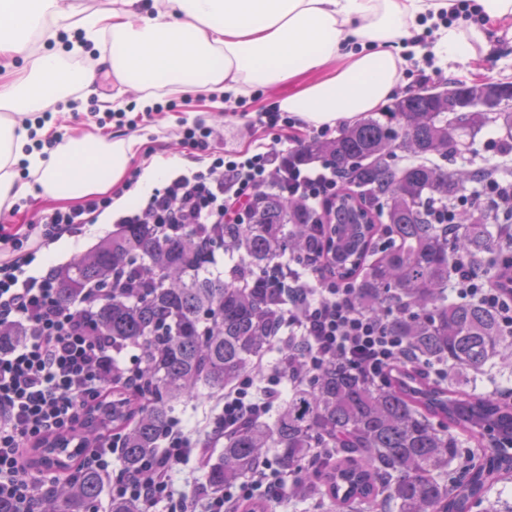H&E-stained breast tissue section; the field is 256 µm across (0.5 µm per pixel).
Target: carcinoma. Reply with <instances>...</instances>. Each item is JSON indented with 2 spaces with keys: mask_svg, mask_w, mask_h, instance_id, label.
I'll use <instances>...</instances> for the list:
<instances>
[{
  "mask_svg": "<svg viewBox=\"0 0 512 512\" xmlns=\"http://www.w3.org/2000/svg\"><path fill=\"white\" fill-rule=\"evenodd\" d=\"M502 92L512 100V82L423 86L331 141L299 142L295 157L326 156L345 175L346 190L331 204L327 224L300 202L267 191L247 224L166 235L155 224H124L56 268L62 307L91 284L121 278L135 288L129 298L102 300L94 318L115 345L138 350L136 405L130 413L102 405L82 438L91 443L116 421L122 462L138 466L157 447L178 402L200 386L223 389L276 346L272 326L282 319L288 291L236 283L261 280V272L290 255H313L322 273L357 279L360 310L409 307L391 319L393 334L418 360L447 365L448 375L427 378L402 368L374 382L330 361L311 383L293 386L273 422H253L224 438L222 460L208 468L204 484L220 489L272 451L293 476L288 497L325 512H498L485 493L512 473V454L499 446L512 437V404L477 388L488 363L512 359V342L493 310L448 299V273L464 256L489 270L512 214L470 213L451 241L429 203L469 192L475 170H449L436 159L462 147L473 151L486 126L512 152V106L501 107ZM220 250L228 257L225 275L210 270ZM475 418L489 422L497 437L469 433ZM101 491L100 474L80 470L42 499L39 512H88Z\"/></svg>",
  "mask_w": 512,
  "mask_h": 512,
  "instance_id": "1",
  "label": "carcinoma"
}]
</instances>
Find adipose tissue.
Masks as SVG:
<instances>
[{
	"mask_svg": "<svg viewBox=\"0 0 512 512\" xmlns=\"http://www.w3.org/2000/svg\"><path fill=\"white\" fill-rule=\"evenodd\" d=\"M476 20L458 25L456 13ZM512 38V0H111L91 11L75 0H0V57L23 59L20 76L0 83V207L31 196L78 201L112 189L139 152L136 138L68 140L43 156L22 116L63 88L90 90L96 72L65 69L69 56L100 50L121 87L146 102L187 94L249 96L288 87L280 110L336 124L384 106L412 41L434 28L432 52L474 60Z\"/></svg>",
	"mask_w": 512,
	"mask_h": 512,
	"instance_id": "adipose-tissue-1",
	"label": "adipose tissue"
}]
</instances>
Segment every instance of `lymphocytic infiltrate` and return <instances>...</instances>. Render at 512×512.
Instances as JSON below:
<instances>
[{"label": "lymphocytic infiltrate", "mask_w": 512, "mask_h": 512, "mask_svg": "<svg viewBox=\"0 0 512 512\" xmlns=\"http://www.w3.org/2000/svg\"><path fill=\"white\" fill-rule=\"evenodd\" d=\"M249 126L260 128L265 141L254 150L220 153L215 131L198 121L181 132V144L202 168L166 181L149 195L143 208L122 216L125 224H244L260 189L272 182L285 184L288 195L299 198L317 214L344 186V175L322 158L303 163L284 149L293 140L298 119L275 108L249 116ZM492 204L512 212V177H490L480 190L438 207V223L456 234V213ZM112 212V199L101 196L68 210L48 213L25 230L0 225V324L20 328L21 341L0 350V499L14 503L17 512H35L37 500L53 495L61 483L55 473L33 470L29 452L51 436L73 433L88 410L106 401L115 385L117 353L111 337L100 333L91 314L105 296L102 288L86 289L78 302L61 307L51 273L28 274L38 253L63 235L73 234ZM299 257L271 266L265 277L288 291L289 344L303 353L294 373L305 382L332 359L377 380L414 359L406 343L390 330V313L372 315L355 305L354 279L323 276L316 269L299 274ZM452 298L479 297L496 312L501 331L512 335V228L498 244V263L485 275L469 261L452 269ZM280 367H273L264 382L250 373L226 385L209 415L194 426L172 419L162 443L134 470H113L118 440L103 437L77 460L108 482L109 497L139 501L147 512H250L251 506L288 497V472L266 464L248 479L206 489L201 478L211 461L212 448L248 422L265 417L283 396ZM191 471L183 486L174 476L183 465Z\"/></svg>", "instance_id": "f902f5d3"}]
</instances>
